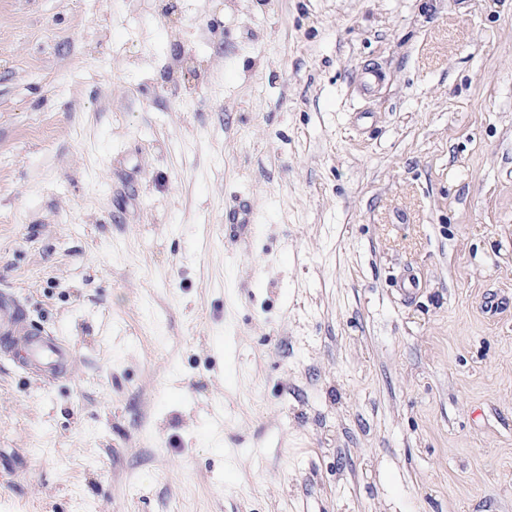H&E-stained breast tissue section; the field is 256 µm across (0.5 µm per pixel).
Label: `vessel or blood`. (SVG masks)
Masks as SVG:
<instances>
[{
  "mask_svg": "<svg viewBox=\"0 0 512 512\" xmlns=\"http://www.w3.org/2000/svg\"><path fill=\"white\" fill-rule=\"evenodd\" d=\"M0 346L19 354L23 363L52 377L68 375L71 364L69 347L57 338L32 327L23 307L0 293Z\"/></svg>",
  "mask_w": 512,
  "mask_h": 512,
  "instance_id": "obj_1",
  "label": "vessel or blood"
}]
</instances>
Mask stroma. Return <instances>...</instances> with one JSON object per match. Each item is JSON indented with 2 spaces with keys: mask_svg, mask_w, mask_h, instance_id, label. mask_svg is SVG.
Here are the masks:
<instances>
[{
  "mask_svg": "<svg viewBox=\"0 0 512 512\" xmlns=\"http://www.w3.org/2000/svg\"><path fill=\"white\" fill-rule=\"evenodd\" d=\"M1 292L0 512H512V0H0ZM0 344L5 351L19 354L22 362L51 377L69 373L70 348L53 336L32 327L23 307L0 293Z\"/></svg>",
  "mask_w": 512,
  "mask_h": 512,
  "instance_id": "obj_1",
  "label": "stroma"
}]
</instances>
